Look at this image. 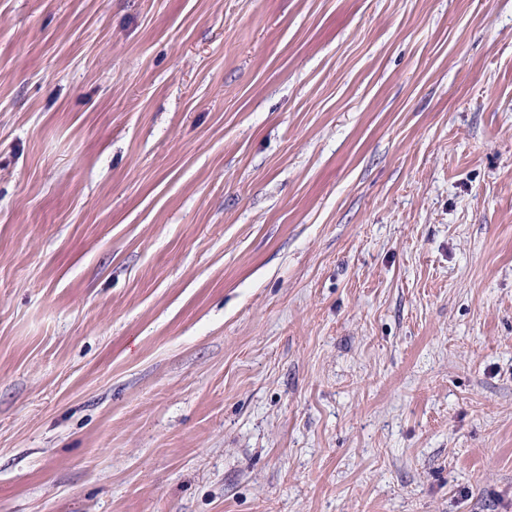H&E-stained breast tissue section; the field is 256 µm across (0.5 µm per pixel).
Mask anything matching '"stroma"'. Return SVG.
I'll use <instances>...</instances> for the list:
<instances>
[{
	"instance_id": "35a3bbf8",
	"label": "stroma",
	"mask_w": 512,
	"mask_h": 512,
	"mask_svg": "<svg viewBox=\"0 0 512 512\" xmlns=\"http://www.w3.org/2000/svg\"><path fill=\"white\" fill-rule=\"evenodd\" d=\"M0 512H512V0H0Z\"/></svg>"
}]
</instances>
